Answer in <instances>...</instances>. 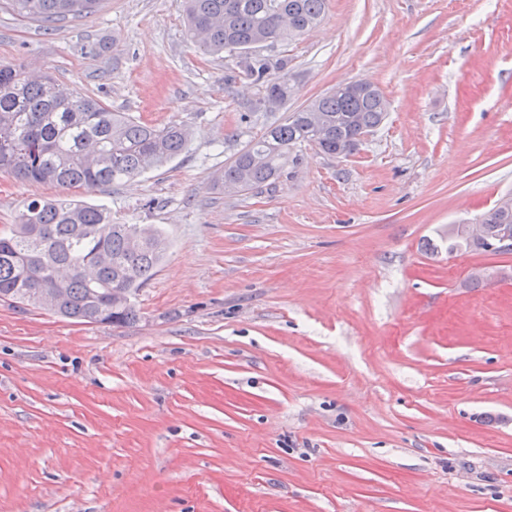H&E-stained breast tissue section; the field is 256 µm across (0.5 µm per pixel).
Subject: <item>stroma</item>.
I'll use <instances>...</instances> for the list:
<instances>
[{"label":"stroma","instance_id":"obj_1","mask_svg":"<svg viewBox=\"0 0 512 512\" xmlns=\"http://www.w3.org/2000/svg\"><path fill=\"white\" fill-rule=\"evenodd\" d=\"M182 6L105 0L50 33L0 9V63L192 133L72 191L166 238L136 323L0 301V512H512V281H469L512 254L448 251L512 194V0H328L270 50L293 86L274 111ZM357 79L388 118L354 155L304 146L225 194L235 153ZM59 193L0 172V226Z\"/></svg>","mask_w":512,"mask_h":512}]
</instances>
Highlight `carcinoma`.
Listing matches in <instances>:
<instances>
[{
	"label": "carcinoma",
	"instance_id": "1",
	"mask_svg": "<svg viewBox=\"0 0 512 512\" xmlns=\"http://www.w3.org/2000/svg\"><path fill=\"white\" fill-rule=\"evenodd\" d=\"M103 0H6L17 15L55 26L85 19ZM327 0H183L187 37L205 54L227 52L265 93L288 100V83L272 73L285 68L260 48L300 39L322 20ZM387 103L379 88L360 94H326L271 125L224 165L221 184L241 192L274 180L293 149L306 144L332 156L349 140L379 128ZM191 137L177 123L162 126L114 112L101 101L72 90L66 96L48 73L30 77L21 66L0 65V172L63 190L130 180L181 155ZM484 236L461 237L448 230V252H487L512 209L493 207L480 217ZM139 235L133 248L130 237ZM166 240L154 225L114 224L102 207L59 199L23 203L8 231H0V300L16 301L31 288H67L57 314L91 321L109 293L132 296L155 273ZM139 320L128 303L112 322L124 327Z\"/></svg>",
	"mask_w": 512,
	"mask_h": 512
}]
</instances>
